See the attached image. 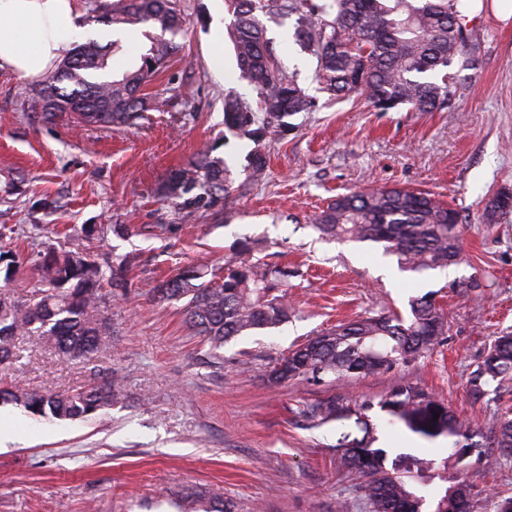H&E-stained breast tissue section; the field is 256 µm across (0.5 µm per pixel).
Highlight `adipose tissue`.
<instances>
[{
  "label": "adipose tissue",
  "instance_id": "obj_1",
  "mask_svg": "<svg viewBox=\"0 0 512 512\" xmlns=\"http://www.w3.org/2000/svg\"><path fill=\"white\" fill-rule=\"evenodd\" d=\"M85 36L73 0H0V69L38 79Z\"/></svg>",
  "mask_w": 512,
  "mask_h": 512
}]
</instances>
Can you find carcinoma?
Segmentation results:
<instances>
[{"label": "carcinoma", "instance_id": "obj_1", "mask_svg": "<svg viewBox=\"0 0 512 512\" xmlns=\"http://www.w3.org/2000/svg\"><path fill=\"white\" fill-rule=\"evenodd\" d=\"M461 4L462 0H231L237 80L253 88L260 110L229 93L224 96V127L257 145L248 154L252 179L266 175V157L259 145L269 129L277 125L288 131L284 118L313 105L276 60L260 15L276 10L285 17L296 16L295 40L313 52L322 89L330 96L364 93L377 112L402 106L415 112H443L460 98L448 67L457 61L463 68H476L472 34H463L469 16ZM93 12V21L110 27L113 39L103 44L90 37L77 44L35 90V101L49 117L72 112L77 122L87 125L131 124L147 108L145 83L180 53L182 46L175 38L185 19L173 0H114ZM140 28L158 29L160 35L148 36L150 46L138 68L114 77L108 58L118 49L116 36ZM230 190L229 167L204 153L173 169L159 195L181 209L207 213L228 200ZM511 212V191L496 194L487 204L491 223ZM314 223L319 232L332 237L382 245L403 271H442L460 262L458 212L429 193L382 187L338 195ZM24 263L32 264L50 288L33 300L0 290V363L17 357L18 336H34L62 355L84 360L109 345L112 318L103 309V289L107 286L117 295L128 288L131 260L110 267L107 274L73 243L50 248L34 260L0 252L7 280ZM277 273H259L255 265L243 262L227 269L221 281L206 282L203 266L188 265L157 281L150 293L161 301H185L187 326L215 354L235 336L288 320L284 298L270 296ZM445 334L444 314L427 293L411 299L407 319L394 312L380 313L321 330L278 359L268 377L273 383H322L383 375L433 350ZM507 380H512V333L493 338L471 374L469 389L477 397L486 385ZM122 383L121 377L111 374L93 377L76 392L39 393L14 385L0 388V401L21 403L38 417L85 420L117 399ZM378 407L390 424L400 423L428 440L453 439L460 460L474 451L488 459L512 455V420L486 428L482 440L475 441L471 427L447 402L412 380L395 386ZM370 409L369 401L353 406L330 396L303 407L301 414L317 426L341 423L336 439L341 463L364 477L361 490L369 512H422L424 499L408 478L430 468L434 460L399 456L386 467V450L373 447L377 438L367 415ZM435 512H472L470 483L461 478L449 485Z\"/></svg>", "mask_w": 512, "mask_h": 512}]
</instances>
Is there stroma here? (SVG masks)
<instances>
[{
    "instance_id": "1",
    "label": "stroma",
    "mask_w": 512,
    "mask_h": 512,
    "mask_svg": "<svg viewBox=\"0 0 512 512\" xmlns=\"http://www.w3.org/2000/svg\"><path fill=\"white\" fill-rule=\"evenodd\" d=\"M179 6L183 57L148 83L149 109L135 126L46 118L34 104L38 81L0 70V169L25 179L20 194L0 198V250L58 246L86 227L94 232L86 247L102 266L135 260L126 296L107 300L117 331L107 348L75 360L21 336V360L0 366V381L39 392L77 391L95 374L124 378L120 399L89 420L39 421L0 402V422L19 427L0 453V512H175L198 492L231 502L234 512H368L360 474L340 464L335 424L313 426L302 405L332 395L377 403L410 378L471 427L512 418V381L479 398L468 385L493 336L512 332V215L491 224L485 214L497 192L512 190V19L473 14L480 62L451 66L465 90L448 111L378 112L361 94L329 97L292 24L263 16L277 59L315 105L288 117V132L271 127L262 145L267 173L255 182L246 161L252 142L225 133L224 96L257 97L236 80L232 41L213 40L216 0ZM217 52L220 75L210 64ZM202 152L231 169L229 202L208 217L157 194L172 169ZM395 186L431 192L459 211L463 257L450 272L403 271L381 245L342 242L311 226L336 196ZM245 240L256 245L258 270L280 269L272 293L286 298L288 320L232 338L215 356L184 326L180 304L158 302L150 289L188 264L223 276L242 261ZM428 292L447 333L418 362L333 384L269 382L272 360L321 330L408 312L409 300ZM369 418L389 456L436 460L437 469L412 481L423 512H434L461 473L473 512H495L512 497V458L460 461L447 439L413 438L377 406Z\"/></svg>"
}]
</instances>
